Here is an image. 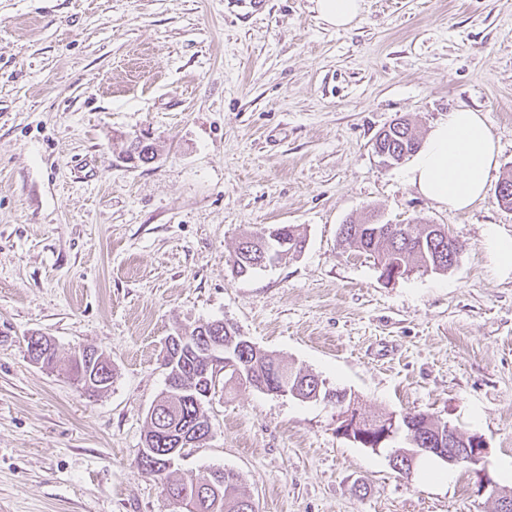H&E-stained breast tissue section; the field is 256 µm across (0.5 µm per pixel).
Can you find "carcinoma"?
Here are the masks:
<instances>
[{
  "instance_id": "carcinoma-1",
  "label": "carcinoma",
  "mask_w": 512,
  "mask_h": 512,
  "mask_svg": "<svg viewBox=\"0 0 512 512\" xmlns=\"http://www.w3.org/2000/svg\"><path fill=\"white\" fill-rule=\"evenodd\" d=\"M393 144L399 148L402 143L418 142V138L409 124L401 119L394 127ZM282 236L288 239V247L300 253L305 245V238L299 233L297 226L282 224L269 231H244L240 234L229 262L236 274L248 275L267 264L258 262L259 252L273 242V238ZM338 238L343 246L353 247L367 253L377 260L380 276L391 277L393 268L402 270L408 275L415 270L446 271L457 262L458 247L448 240V230L442 224H378L374 216L358 221H349L340 225ZM202 325L189 326L183 329L186 344L177 356L166 355L163 365L172 366L166 375L177 371L176 378L182 380L184 387L198 385L193 379V372L202 366L207 359L199 349L197 331ZM224 351L231 352L235 366L226 367L224 371L209 370L205 386L216 389L218 374L226 375L224 383L238 381L258 390L269 384L270 380L280 372L288 373V382L298 389V395L308 400L322 399L336 406L337 414L348 411L358 412L355 402L344 390L331 389L320 376L295 369L283 363L275 355L256 346L246 344L247 338L242 336L238 328L230 323L224 324ZM36 352L41 365L51 366L56 357V346L50 339L39 332L29 337L28 352ZM81 349L71 352V372L74 380L82 389L95 393L112 385L113 371H105L107 359L98 362H87L81 358ZM156 416H146L145 441L151 445L150 456L155 467L148 474L159 479L165 475L167 467L164 463L165 453L170 448L167 438L170 434H178L184 430L204 429L209 426L210 418L205 408L195 405L193 397L187 392H177L165 385V389L155 400ZM375 419L386 424L391 421L412 438L411 448L448 447V422L426 413H407L397 419L391 414H381ZM385 428L375 431L364 430L355 438V444L363 448H386L390 441L384 438ZM208 482L214 484L220 497L209 495L193 497L191 492L197 482L181 480L166 482L168 494L182 497L177 512H251L246 506L249 498L240 492L239 475L232 470L216 468L210 473Z\"/></svg>"
}]
</instances>
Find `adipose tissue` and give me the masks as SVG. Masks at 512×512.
I'll list each match as a JSON object with an SVG mask.
<instances>
[{"label":"adipose tissue","instance_id":"ef3b65f1","mask_svg":"<svg viewBox=\"0 0 512 512\" xmlns=\"http://www.w3.org/2000/svg\"><path fill=\"white\" fill-rule=\"evenodd\" d=\"M497 166L496 144L484 117L463 107L434 125L405 177L426 198L465 211L484 198Z\"/></svg>","mask_w":512,"mask_h":512}]
</instances>
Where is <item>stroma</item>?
<instances>
[{
	"label": "stroma",
	"mask_w": 512,
	"mask_h": 512,
	"mask_svg": "<svg viewBox=\"0 0 512 512\" xmlns=\"http://www.w3.org/2000/svg\"><path fill=\"white\" fill-rule=\"evenodd\" d=\"M459 107L499 148L461 213L375 154L395 118L419 138ZM151 133L158 156L129 163ZM512 0H363L329 28L311 0H0V512H173L137 465L165 387V340L223 320L346 390L367 416L428 412L481 435L487 476L512 459ZM423 217L461 245L444 272L383 281L341 224ZM297 225L304 250L236 276L241 231ZM56 363L33 364L32 332ZM112 361L89 396L73 348ZM214 435L176 477L236 471L257 512H494L465 468L393 472L336 433L322 400L217 387ZM366 493H359L358 484ZM33 351H36L37 356L41 359L42 366L49 367L53 364L56 357V346L50 337L39 332L32 333L28 341L29 358Z\"/></svg>",
	"instance_id": "35a3bbf8"
}]
</instances>
